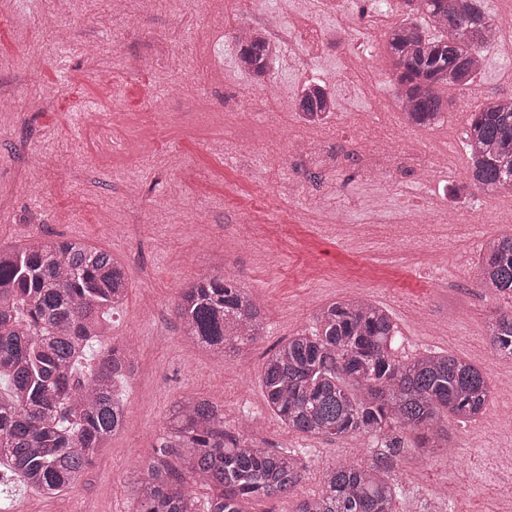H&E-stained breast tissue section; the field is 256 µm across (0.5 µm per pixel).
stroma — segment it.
<instances>
[{
    "instance_id": "obj_1",
    "label": "stroma",
    "mask_w": 512,
    "mask_h": 512,
    "mask_svg": "<svg viewBox=\"0 0 512 512\" xmlns=\"http://www.w3.org/2000/svg\"><path fill=\"white\" fill-rule=\"evenodd\" d=\"M287 20L280 0H0V88L17 104L0 108V247L43 236L78 238L112 252L129 281L103 345L136 342L122 388L124 429L111 436L71 487L47 497L18 491L11 512H134L127 479L154 456L174 402L198 397L221 406L224 423L249 421L259 443L306 452L294 495L252 499L244 512H293L319 489V472L348 458L385 460L401 489L399 512H498L512 478H498L508 433L488 421L448 422L431 458L402 433L398 454L376 440H326L282 425L259 382L267 350L312 324L324 305L362 297L387 307L400 331L399 355L446 351L478 365L490 384L512 369L495 356L485 322L512 309V297L478 284L477 259L512 193L487 195L467 184L462 146L470 91H451L442 127L417 129L419 168L383 189L365 182L359 140L396 135L401 114L382 35L365 36L371 81L347 67V49L329 41L284 56L266 86L236 66L233 34L260 14ZM512 34L484 48L477 79L488 96H512ZM108 71L109 81L96 77ZM336 99L328 131L302 126L290 100L311 75ZM252 105L240 111L241 98ZM143 112L135 130L113 132L109 111ZM312 144L308 158L292 146ZM448 157L454 185L438 216L422 170ZM343 207L345 228L332 209ZM425 213L419 237L404 226ZM445 239L447 264L426 260ZM235 275L260 304L264 333L225 363L183 339L174 306L196 276Z\"/></svg>"
}]
</instances>
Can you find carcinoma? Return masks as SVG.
<instances>
[{
  "label": "carcinoma",
  "mask_w": 512,
  "mask_h": 512,
  "mask_svg": "<svg viewBox=\"0 0 512 512\" xmlns=\"http://www.w3.org/2000/svg\"><path fill=\"white\" fill-rule=\"evenodd\" d=\"M404 17L385 35L404 123L438 124L450 89L476 83L481 49L497 34L480 0H402ZM439 30L430 35L429 29ZM238 67L265 86L279 51L263 33L237 37ZM304 119L330 114L334 96L317 81L296 101ZM463 147L473 186L512 192V99L487 97L470 110ZM480 282L512 296V234L488 240L479 254ZM124 267L79 239L34 237L0 247V512L17 489L55 495L89 468L109 437L126 424L118 392L133 369L130 343L91 353L126 301ZM183 336L225 361L262 335L260 305L234 276L204 274L181 289L175 305ZM491 347L512 359V310L485 326ZM399 330L390 312L365 299L321 308L312 326L288 338L262 365L269 409L306 437H382L396 428L428 434L448 419L480 418L492 387L475 364L448 352L396 354ZM94 357V364L88 358ZM383 463L328 467L321 492L293 512H397L399 489ZM306 472L304 449L273 451L224 425V410L186 397L171 408L165 435L132 488L135 512H198L189 485L210 492L207 512H242L247 499L293 493Z\"/></svg>",
  "instance_id": "carcinoma-1"
}]
</instances>
